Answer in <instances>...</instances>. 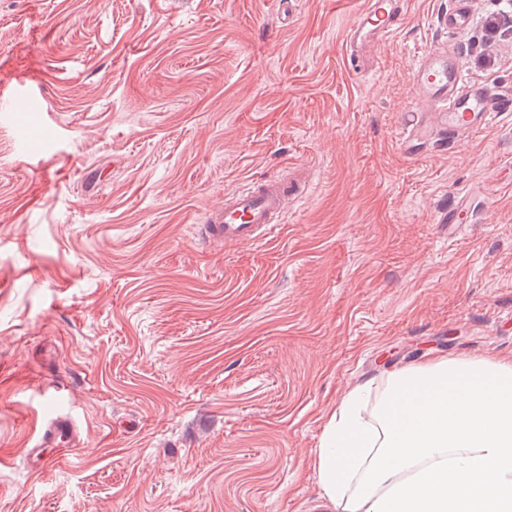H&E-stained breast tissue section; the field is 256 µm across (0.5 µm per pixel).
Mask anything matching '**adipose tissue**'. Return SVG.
I'll use <instances>...</instances> for the list:
<instances>
[{"label":"adipose tissue","mask_w":512,"mask_h":512,"mask_svg":"<svg viewBox=\"0 0 512 512\" xmlns=\"http://www.w3.org/2000/svg\"><path fill=\"white\" fill-rule=\"evenodd\" d=\"M314 469L332 512H512V362L429 357L382 391L353 383Z\"/></svg>","instance_id":"obj_1"}]
</instances>
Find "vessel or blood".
<instances>
[{"instance_id":"obj_1","label":"vessel or blood","mask_w":512,"mask_h":512,"mask_svg":"<svg viewBox=\"0 0 512 512\" xmlns=\"http://www.w3.org/2000/svg\"><path fill=\"white\" fill-rule=\"evenodd\" d=\"M404 0H367L346 34L353 68H361L365 48L386 40L399 27ZM415 92L433 112L436 121L413 124L401 140L410 156L420 153L434 131L450 140L472 136L483 130L495 115L512 112V90L464 81L447 51H424L414 73ZM306 185L302 171L281 173L251 181L224 194L223 207L204 218L209 242L220 245H252L270 236L281 224L290 207L298 202ZM80 441L76 421L60 413L41 425L34 447L25 449L24 458L32 473L40 474L68 454Z\"/></svg>"}]
</instances>
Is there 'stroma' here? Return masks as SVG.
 Listing matches in <instances>:
<instances>
[{
  "instance_id": "1",
  "label": "stroma",
  "mask_w": 512,
  "mask_h": 512,
  "mask_svg": "<svg viewBox=\"0 0 512 512\" xmlns=\"http://www.w3.org/2000/svg\"><path fill=\"white\" fill-rule=\"evenodd\" d=\"M364 2L0 0V512H326L350 382L512 361V112L400 148L419 52L512 87V29L482 36L512 0H405L358 73ZM290 166L309 191L271 237L205 241L226 190ZM62 407L82 441L32 475Z\"/></svg>"
}]
</instances>
